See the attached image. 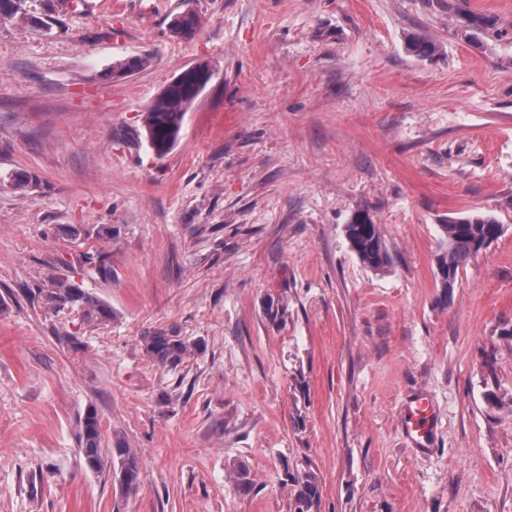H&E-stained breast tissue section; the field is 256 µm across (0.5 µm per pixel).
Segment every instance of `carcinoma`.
Here are the masks:
<instances>
[{
    "label": "carcinoma",
    "mask_w": 512,
    "mask_h": 512,
    "mask_svg": "<svg viewBox=\"0 0 512 512\" xmlns=\"http://www.w3.org/2000/svg\"><path fill=\"white\" fill-rule=\"evenodd\" d=\"M410 50L417 56L428 57L438 50V46L417 37L410 43ZM198 81L197 72L183 70L156 95L145 112V140L155 155H167L177 143L186 112L204 91V87L198 86ZM439 230L440 251L436 261L443 276L440 287L448 289L454 287L460 267L476 255L483 245L500 237L502 225L491 217L472 215L448 220L439 225ZM344 234L350 250L365 267L383 271L390 266L391 256L380 225L368 218L355 220L344 225ZM36 295L44 307L53 311L81 309L89 322L112 317V309L103 300L67 277L52 278L47 287L37 289ZM141 346L154 364L170 369L178 367L184 359L200 350V344L190 343L165 331L142 336ZM102 439L101 421L97 411L90 407L79 417V455L85 466L96 473L107 469L109 458L116 459L114 480L122 493H132L137 489L140 477L137 456L131 449L120 446L113 449L109 457L102 447ZM294 482L297 490L293 512H312L320 499L317 481L306 473L294 479Z\"/></svg>",
    "instance_id": "cac0c4a2"
}]
</instances>
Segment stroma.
Instances as JSON below:
<instances>
[{
	"mask_svg": "<svg viewBox=\"0 0 512 512\" xmlns=\"http://www.w3.org/2000/svg\"><path fill=\"white\" fill-rule=\"evenodd\" d=\"M199 60L215 75L157 157L143 114ZM358 211L387 271L349 248ZM472 214L504 232L447 296L439 226ZM55 276L111 319L45 309ZM159 330L202 350L161 368ZM90 407L136 492L85 467ZM306 473L319 512H512V0H21L0 15V512H290ZM351 221L344 226L345 238L350 250L367 268L384 271L390 266L391 256L379 224L366 218ZM414 404V407H409L405 429L406 434L416 441V437L427 438L434 409L432 404L424 399H418ZM117 459V467L114 465V459ZM113 460V476L118 482L120 490L124 494H130L137 489L140 477V467L137 456L131 448L118 446L113 448L110 467Z\"/></svg>",
	"mask_w": 512,
	"mask_h": 512,
	"instance_id": "stroma-1",
	"label": "stroma"
}]
</instances>
